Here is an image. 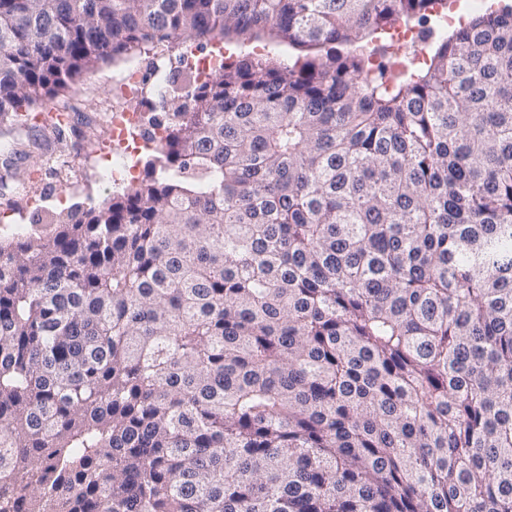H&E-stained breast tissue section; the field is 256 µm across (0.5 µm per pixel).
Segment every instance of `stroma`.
I'll use <instances>...</instances> for the list:
<instances>
[{"label": "stroma", "instance_id": "35a3bbf8", "mask_svg": "<svg viewBox=\"0 0 512 512\" xmlns=\"http://www.w3.org/2000/svg\"><path fill=\"white\" fill-rule=\"evenodd\" d=\"M148 55L132 52L101 64L84 75L70 90L54 99L55 107L66 108L68 124L61 133H47L48 150L32 146L35 129H15L0 133V175L12 170L13 179L0 186V236H27L51 231V213L60 211L62 202L97 205L113 192L99 181L95 171L99 158L94 150L109 138L103 118L115 99L112 80L134 67H146ZM62 155L69 162L66 170L45 169L46 155Z\"/></svg>", "mask_w": 512, "mask_h": 512}]
</instances>
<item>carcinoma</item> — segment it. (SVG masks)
Here are the masks:
<instances>
[{"instance_id": "1", "label": "carcinoma", "mask_w": 512, "mask_h": 512, "mask_svg": "<svg viewBox=\"0 0 512 512\" xmlns=\"http://www.w3.org/2000/svg\"><path fill=\"white\" fill-rule=\"evenodd\" d=\"M437 2L0 0L1 124L318 51L185 68L141 181L0 240V512H512V5L373 43ZM220 43L222 44V46L225 49L224 57L225 58L230 57L231 59H235L240 54L241 51L251 52L252 48L255 45H264L266 47L265 55L269 53L270 56H277L282 61H284L285 63H289L290 65L294 64V62L297 60L298 54H299L298 52L293 51L291 49L288 50L287 48H284V47H275V46H273V44H268L267 42L262 41V40L253 41L246 47L240 46L238 43H236L233 40H231V41L223 40V41H220Z\"/></svg>"}]
</instances>
